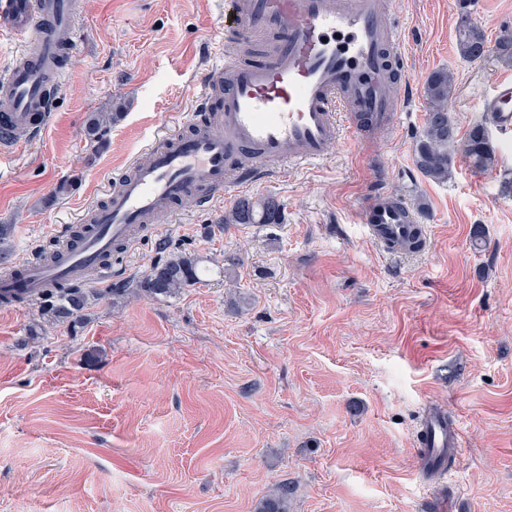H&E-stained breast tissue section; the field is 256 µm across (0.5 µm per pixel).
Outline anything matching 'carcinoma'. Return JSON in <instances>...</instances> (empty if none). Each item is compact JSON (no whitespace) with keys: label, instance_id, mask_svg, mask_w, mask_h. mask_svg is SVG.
<instances>
[{"label":"carcinoma","instance_id":"cac0c4a2","mask_svg":"<svg viewBox=\"0 0 512 512\" xmlns=\"http://www.w3.org/2000/svg\"><path fill=\"white\" fill-rule=\"evenodd\" d=\"M468 0H462V13L456 31L460 54L471 61L480 59L477 55L488 45L483 30L471 22L467 10ZM492 52L504 64L512 65V30L500 32ZM454 78L450 71L439 69L432 72L425 83L427 112L424 126L417 137L414 160L416 167L428 178L436 181L448 179L454 153L465 156L471 167L487 170L494 166L495 148L487 128L482 124L473 125L466 137L458 138L457 128L448 112V100L453 92ZM281 221V206L275 199L253 200L244 197L226 216V224H278ZM200 280L198 262L190 255L178 254L153 266L149 275L138 288H112V294L132 292L136 296L157 298L171 296L195 285ZM92 294L79 285H64L50 289L42 303L51 322H75L82 318ZM256 512H290L288 488L282 486L264 496Z\"/></svg>","mask_w":512,"mask_h":512}]
</instances>
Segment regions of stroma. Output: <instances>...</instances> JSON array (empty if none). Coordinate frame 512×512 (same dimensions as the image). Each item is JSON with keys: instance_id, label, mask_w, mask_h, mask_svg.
Masks as SVG:
<instances>
[{"instance_id": "stroma-1", "label": "stroma", "mask_w": 512, "mask_h": 512, "mask_svg": "<svg viewBox=\"0 0 512 512\" xmlns=\"http://www.w3.org/2000/svg\"><path fill=\"white\" fill-rule=\"evenodd\" d=\"M216 0H83L59 104L0 163V268L51 247L57 230L187 103ZM488 40L512 0H471ZM460 8L398 0L409 100L393 123L342 141L316 168L249 190L277 224H227L233 200L181 208L119 255L135 287L173 252L200 281L170 297L95 293L84 320L0 305V512H255L287 486L290 512H432L416 446L425 410L464 431L456 512H512V138L493 168L455 155L447 180L415 167L439 68L454 75L459 133L507 65L460 56ZM119 118L87 139L89 114ZM419 211L427 245L391 251L355 208L377 177Z\"/></svg>"}]
</instances>
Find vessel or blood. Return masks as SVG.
Returning a JSON list of instances; mask_svg holds the SVG:
<instances>
[{
	"label": "vessel or blood",
	"instance_id": "b4317fda",
	"mask_svg": "<svg viewBox=\"0 0 512 512\" xmlns=\"http://www.w3.org/2000/svg\"><path fill=\"white\" fill-rule=\"evenodd\" d=\"M81 13L79 0H0V34L15 45L0 65V158L47 126L55 99L45 86L66 77L59 56L75 46ZM220 13L221 38L206 44L204 74L178 130L132 157L52 259L1 270L0 299L31 301L57 282H87L92 272L118 276L109 254L131 249L158 217H174L183 198L211 207L265 182L272 166L323 164L343 133L355 138L390 124L394 97L406 92L407 60L389 0H222ZM245 44L263 45V58L246 57ZM481 109L500 134H512V75L495 78ZM357 212L382 245L408 237L420 221L381 183ZM417 444L442 472L441 458L457 454L462 431L433 409Z\"/></svg>",
	"mask_w": 512,
	"mask_h": 512
}]
</instances>
